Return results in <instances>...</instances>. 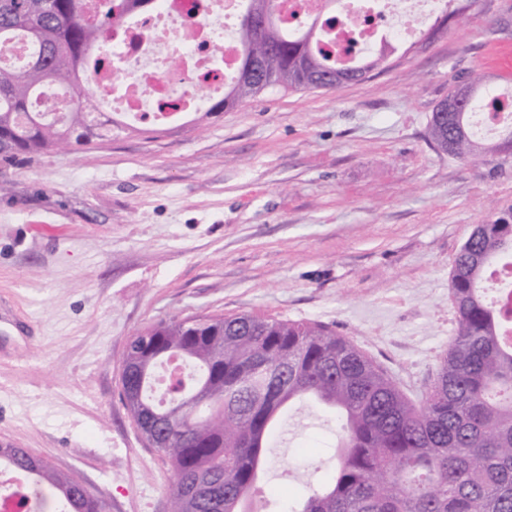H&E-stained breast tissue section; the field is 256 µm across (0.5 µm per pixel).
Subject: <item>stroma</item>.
Wrapping results in <instances>:
<instances>
[{
	"mask_svg": "<svg viewBox=\"0 0 512 512\" xmlns=\"http://www.w3.org/2000/svg\"><path fill=\"white\" fill-rule=\"evenodd\" d=\"M439 6L385 68L331 90L113 129L90 151L0 169V445L70 475L106 512H168V461L119 399L127 342L172 316L332 325L410 398L456 331L451 269L475 225L512 219V154L438 152L429 122L466 74L512 87V0ZM338 427L290 413L252 493L316 486Z\"/></svg>",
	"mask_w": 512,
	"mask_h": 512,
	"instance_id": "stroma-1",
	"label": "stroma"
}]
</instances>
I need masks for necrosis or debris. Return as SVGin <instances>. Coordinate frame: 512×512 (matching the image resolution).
<instances>
[{"mask_svg":"<svg viewBox=\"0 0 512 512\" xmlns=\"http://www.w3.org/2000/svg\"><path fill=\"white\" fill-rule=\"evenodd\" d=\"M429 0H345L347 18L334 30L336 52L364 49L380 32L408 40ZM241 0H159L157 6L108 31L103 39L113 51L111 67L93 76L101 97L130 120H155L164 104L178 101L180 111L202 109L206 99L222 94L235 70L238 42L233 21ZM222 37V68L210 51Z\"/></svg>","mask_w":512,"mask_h":512,"instance_id":"4bbe7bcc","label":"necrosis or debris"}]
</instances>
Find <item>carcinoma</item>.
Listing matches in <instances>:
<instances>
[{
	"label": "carcinoma",
	"mask_w": 512,
	"mask_h": 512,
	"mask_svg": "<svg viewBox=\"0 0 512 512\" xmlns=\"http://www.w3.org/2000/svg\"><path fill=\"white\" fill-rule=\"evenodd\" d=\"M157 0H0V53L19 40L25 64H0V165L56 151L90 150L112 138L116 120L92 93L100 34ZM267 20L256 32L253 20ZM322 21L297 31L277 0H244L240 58L224 96L206 112L231 111L256 96L246 75L250 56L264 58L273 87L330 89L340 68L325 48ZM385 55L357 56L362 79ZM70 99L62 121L36 110L44 87ZM472 105L432 112L437 150L461 160L500 153L512 124L485 143L471 131ZM512 266V224H478L456 256L451 298L457 331L419 400L409 399L352 342L320 322L240 314L172 317L152 323L127 344L121 401L145 441L172 468L169 512H251V492L268 465L279 418L310 401L341 424L336 466L320 486L288 502L286 512H512V340L503 307L483 283L494 263ZM175 359L185 375L167 401L154 396L156 369ZM10 465L31 478L39 503L50 495L65 512H104L72 478L20 448Z\"/></svg>",
	"instance_id": "cac0c4a2"
}]
</instances>
